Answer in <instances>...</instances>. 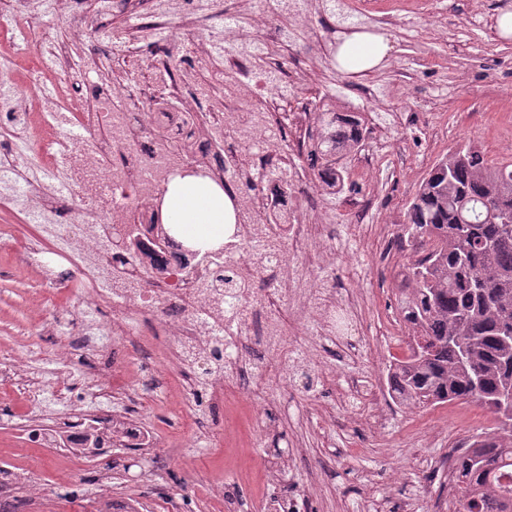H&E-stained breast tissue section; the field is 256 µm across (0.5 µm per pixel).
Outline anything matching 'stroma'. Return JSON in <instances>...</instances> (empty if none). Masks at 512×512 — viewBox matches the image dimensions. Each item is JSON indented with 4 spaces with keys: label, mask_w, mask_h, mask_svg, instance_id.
<instances>
[{
    "label": "stroma",
    "mask_w": 512,
    "mask_h": 512,
    "mask_svg": "<svg viewBox=\"0 0 512 512\" xmlns=\"http://www.w3.org/2000/svg\"><path fill=\"white\" fill-rule=\"evenodd\" d=\"M420 10L408 23L390 19L371 25L358 10L283 15L280 24L305 35L294 60L311 80L323 84L332 108L354 106L388 124L402 112L414 123L444 118L445 134L418 145L410 130L397 128L399 148L382 164L366 165L359 154L348 159L355 192L317 197L306 191L303 203L318 214L335 212L340 224H385L398 236L408 203L432 166L458 146H476L491 162L512 159V139L496 133L504 112L512 113V37L500 36L497 17L512 11V0H415ZM374 29L389 42L386 60L365 74L338 69L330 50L336 30ZM371 195V210L358 211L356 197ZM376 238L356 247L337 238L335 264L341 289L357 292L362 301L359 335L331 342L319 336L297 338L317 363L290 379L286 408H270L265 427L249 425L233 401L210 408L224 422V443L201 449L186 461L155 457L146 448H116L106 461L72 463L47 448L28 445L25 425L35 419L60 422L70 418L80 388L58 395L47 378L56 366L63 337L43 331L44 319L35 301L43 288L40 269L16 265L11 251L0 246V354H23L40 346L33 368L44 380V398L28 400L23 387L0 384V461L28 467L49 488L55 512H95L101 481H108L114 508L137 501L142 512H224L213 498L215 483L236 498L244 512H265L266 500L297 496L302 512H435L448 498V477L436 462L449 443L464 442L491 425L478 403L460 418L447 406H399L387 393L393 357L402 355L412 335L403 326L387 335L383 326L398 314L395 301L407 252L389 260L375 256ZM70 470L72 482H58ZM158 471L155 480L147 471Z\"/></svg>",
    "instance_id": "obj_1"
}]
</instances>
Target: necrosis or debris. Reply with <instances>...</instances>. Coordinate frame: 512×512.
Segmentation results:
<instances>
[{"instance_id":"4bbe7bcc","label":"necrosis or debris","mask_w":512,"mask_h":512,"mask_svg":"<svg viewBox=\"0 0 512 512\" xmlns=\"http://www.w3.org/2000/svg\"><path fill=\"white\" fill-rule=\"evenodd\" d=\"M71 2L0 0V31L24 32L5 54L20 78L0 64V203H13L11 188L30 173L44 201L27 212L40 220L41 235L21 256L48 268L47 290L112 307L111 318L85 321L65 353L101 355L117 341L149 349L133 379L87 381L83 402L104 417L101 447L160 454L163 442L135 419L136 396L174 389L186 403L201 388L220 405L227 380L244 374L253 419L261 421L289 371L308 359L294 337L348 333L358 295L337 294L332 273L321 287L309 285L335 240L336 217L314 219L295 194L317 178L306 144L320 103L306 72L288 59L298 34L269 43L251 30L253 17L278 20L277 0H241L224 14L221 48L185 57L180 81L146 83L86 74L154 55L161 44L148 31L133 36L75 22L89 44L75 58L65 42L31 27L38 5L65 16ZM144 2L157 18L178 16L184 41L197 39L201 0H102V7L127 13ZM187 165L223 181L235 198L236 223L219 253L190 251L158 214L162 189ZM226 275L238 288L224 286ZM89 429L82 418L52 426L33 420L24 433L67 453Z\"/></svg>"}]
</instances>
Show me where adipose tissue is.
<instances>
[{"label":"adipose tissue","mask_w":512,"mask_h":512,"mask_svg":"<svg viewBox=\"0 0 512 512\" xmlns=\"http://www.w3.org/2000/svg\"><path fill=\"white\" fill-rule=\"evenodd\" d=\"M335 41L337 67L354 75L378 67L389 51L382 36L365 31L340 32ZM162 215L178 239L204 250L222 246L235 222L231 193L197 175L178 176L168 184Z\"/></svg>","instance_id":"ef3b65f1"}]
</instances>
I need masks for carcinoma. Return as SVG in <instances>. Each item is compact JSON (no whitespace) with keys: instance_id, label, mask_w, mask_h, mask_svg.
Instances as JSON below:
<instances>
[{"instance_id":"1","label":"carcinoma","mask_w":512,"mask_h":512,"mask_svg":"<svg viewBox=\"0 0 512 512\" xmlns=\"http://www.w3.org/2000/svg\"><path fill=\"white\" fill-rule=\"evenodd\" d=\"M364 140L359 118L323 112L309 134L318 177L344 190L345 159ZM432 167L409 202L400 237L440 241L406 270L400 315L414 329L407 352L392 361L389 394L399 404L479 403L493 427L461 455L460 512H512V161L489 163L462 145Z\"/></svg>"}]
</instances>
